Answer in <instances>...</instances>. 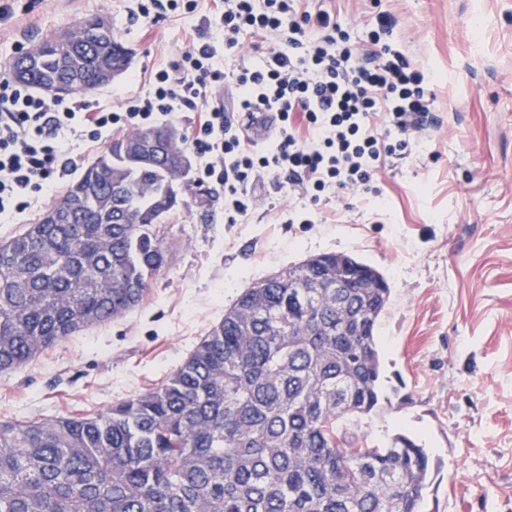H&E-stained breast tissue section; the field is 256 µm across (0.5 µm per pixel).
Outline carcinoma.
Wrapping results in <instances>:
<instances>
[{"mask_svg": "<svg viewBox=\"0 0 512 512\" xmlns=\"http://www.w3.org/2000/svg\"><path fill=\"white\" fill-rule=\"evenodd\" d=\"M24 83L101 88L127 69L115 33L37 41ZM116 138L46 219L0 243V374L140 305L166 264L167 183L185 154L123 163ZM351 278L336 287V260ZM391 288L373 266L324 253L244 289L159 387L94 415L0 421V512H423L428 454L398 435L372 448L352 425L381 407L376 337Z\"/></svg>", "mask_w": 512, "mask_h": 512, "instance_id": "carcinoma-1", "label": "carcinoma"}]
</instances>
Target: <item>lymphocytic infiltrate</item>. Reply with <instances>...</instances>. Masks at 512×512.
<instances>
[{"label": "lymphocytic infiltrate", "instance_id": "1", "mask_svg": "<svg viewBox=\"0 0 512 512\" xmlns=\"http://www.w3.org/2000/svg\"><path fill=\"white\" fill-rule=\"evenodd\" d=\"M212 21L228 51L247 33L275 38L260 64L240 68L232 81L236 111L272 114V138L260 144L233 127L219 94L217 50L197 40L155 72L147 94L127 95L112 111L84 95L52 101L1 78L0 216L27 208L32 194L58 191L71 164L70 138L98 142L187 109L197 117L185 147L200 160V179L223 182L228 224L246 214L258 177L288 172L315 205L332 187L369 191L385 157L411 151L409 132L433 96L423 70L389 44L391 16L377 17L358 43L328 10H308L303 0H217Z\"/></svg>", "mask_w": 512, "mask_h": 512}]
</instances>
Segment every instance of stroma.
<instances>
[{"mask_svg":"<svg viewBox=\"0 0 512 512\" xmlns=\"http://www.w3.org/2000/svg\"><path fill=\"white\" fill-rule=\"evenodd\" d=\"M0 60L87 14L107 16L133 51L130 67L90 92L104 108L125 90L147 93L189 33L217 46L232 73L259 62L265 38L221 51L207 26L213 0L148 23L133 0H0ZM355 38L378 15L396 25L393 46L421 66L434 96L406 157L380 168L382 210L327 193L313 223H288L287 174L257 181L256 203L224 221V187L204 181L169 218L175 243L142 303L112 323L53 345L0 375V419L93 414L157 387L244 288L308 256L347 253L378 268L390 301L377 337L382 409L358 430L388 447L403 433L426 448L424 512H512V0H311Z\"/></svg>","mask_w":512,"mask_h":512,"instance_id":"obj_1","label":"stroma"}]
</instances>
